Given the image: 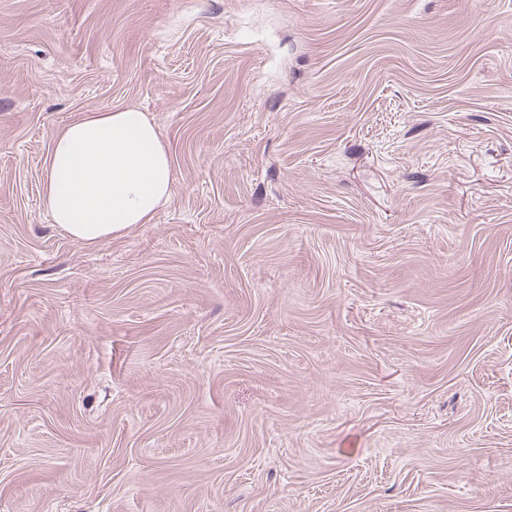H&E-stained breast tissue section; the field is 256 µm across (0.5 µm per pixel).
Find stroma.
I'll use <instances>...</instances> for the list:
<instances>
[{"label": "stroma", "instance_id": "35a3bbf8", "mask_svg": "<svg viewBox=\"0 0 512 512\" xmlns=\"http://www.w3.org/2000/svg\"><path fill=\"white\" fill-rule=\"evenodd\" d=\"M127 106L172 195L86 246ZM0 512H512V0H0ZM43 204L53 224L88 245L151 223L171 196V154L153 120L124 107L90 112L55 136Z\"/></svg>", "mask_w": 512, "mask_h": 512}]
</instances>
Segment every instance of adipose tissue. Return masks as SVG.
Returning <instances> with one entry per match:
<instances>
[{
    "instance_id": "1",
    "label": "adipose tissue",
    "mask_w": 512,
    "mask_h": 512,
    "mask_svg": "<svg viewBox=\"0 0 512 512\" xmlns=\"http://www.w3.org/2000/svg\"><path fill=\"white\" fill-rule=\"evenodd\" d=\"M43 204L53 224L88 245L151 223L171 196V154L153 120L124 107L90 112L55 136Z\"/></svg>"
}]
</instances>
